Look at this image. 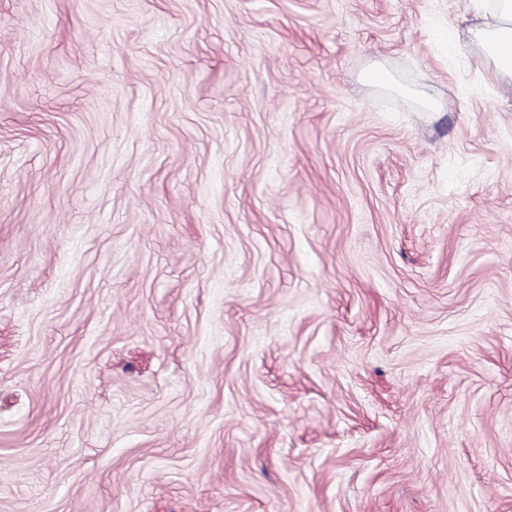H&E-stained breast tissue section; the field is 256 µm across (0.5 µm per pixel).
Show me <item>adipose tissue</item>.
<instances>
[{
	"label": "adipose tissue",
	"instance_id": "ef3b65f1",
	"mask_svg": "<svg viewBox=\"0 0 512 512\" xmlns=\"http://www.w3.org/2000/svg\"><path fill=\"white\" fill-rule=\"evenodd\" d=\"M459 20L479 46V65L512 85V0H458Z\"/></svg>",
	"mask_w": 512,
	"mask_h": 512
}]
</instances>
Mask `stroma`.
<instances>
[{
	"label": "stroma",
	"mask_w": 512,
	"mask_h": 512,
	"mask_svg": "<svg viewBox=\"0 0 512 512\" xmlns=\"http://www.w3.org/2000/svg\"><path fill=\"white\" fill-rule=\"evenodd\" d=\"M456 0H0V512H512V90Z\"/></svg>",
	"instance_id": "obj_1"
}]
</instances>
